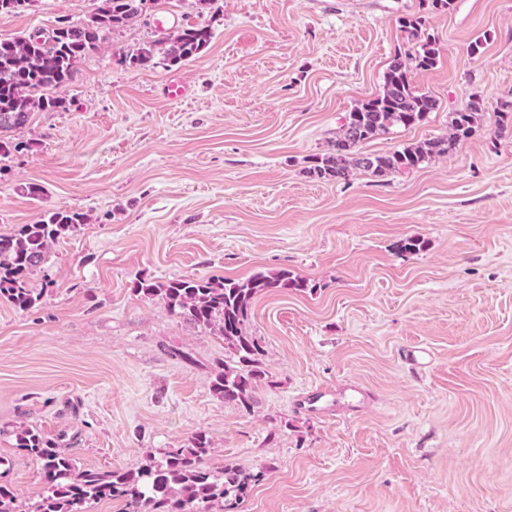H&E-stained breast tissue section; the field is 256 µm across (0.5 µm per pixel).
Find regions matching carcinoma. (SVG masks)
Here are the masks:
<instances>
[{"instance_id":"carcinoma-1","label":"carcinoma","mask_w":512,"mask_h":512,"mask_svg":"<svg viewBox=\"0 0 512 512\" xmlns=\"http://www.w3.org/2000/svg\"><path fill=\"white\" fill-rule=\"evenodd\" d=\"M90 18L62 24L46 34L0 37V155L19 150L21 144L2 138L26 125L32 112L64 107L62 95L78 62L96 52L105 33L140 16L146 0H94ZM417 46L397 53L389 65L381 94L350 112L333 142V152L316 158L306 170L309 178L338 181L354 169L374 177L391 170L416 168L452 152L474 132L481 107L470 101L451 113L448 136L406 146L386 154H365L360 145L395 126L409 127L437 108V100L416 90L413 76L437 63L436 40L423 33L424 20L410 15L401 20ZM212 33L202 22L186 23L163 41L148 43L131 54L128 62L149 69L177 65L199 55ZM86 217L77 210L47 211L33 224L0 235V299L20 310L32 308L44 289L29 287L28 277L44 264L54 244L78 232ZM305 290L308 283L286 270L248 279L187 278L168 282H139L134 293L157 298L170 313L194 327L224 340V359L217 362L211 390L224 403L249 415L256 404L255 390L269 384L262 368L264 346L247 330L252 301L278 289ZM16 447L41 465L44 489L31 512H87L101 500H120L125 512H233L248 496L262 472H251L227 462L214 470L207 465L212 439L194 433L180 448H171L136 470L80 469L59 449L58 442L35 427H22ZM0 512H21L10 485L0 483Z\"/></svg>"}]
</instances>
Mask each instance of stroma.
I'll use <instances>...</instances> for the list:
<instances>
[{
	"label": "stroma",
	"mask_w": 512,
	"mask_h": 512,
	"mask_svg": "<svg viewBox=\"0 0 512 512\" xmlns=\"http://www.w3.org/2000/svg\"><path fill=\"white\" fill-rule=\"evenodd\" d=\"M92 11L36 0L0 14V37ZM414 13L440 57L413 81L438 108L362 152L444 137L474 98L475 133L383 178L311 180L413 48L399 20ZM194 21L213 33L194 60L125 62ZM172 78L184 99L167 98ZM64 96L0 157V234L48 210L87 216L32 272L35 307L0 300V480L20 503L43 491L15 440L34 426L100 470L205 431L211 468L266 473L236 512H512V0H152ZM407 237L423 248L399 251ZM283 269L309 288L255 299L247 327L273 383L245 416L210 389L223 339L133 288Z\"/></svg>",
	"instance_id": "35a3bbf8"
}]
</instances>
